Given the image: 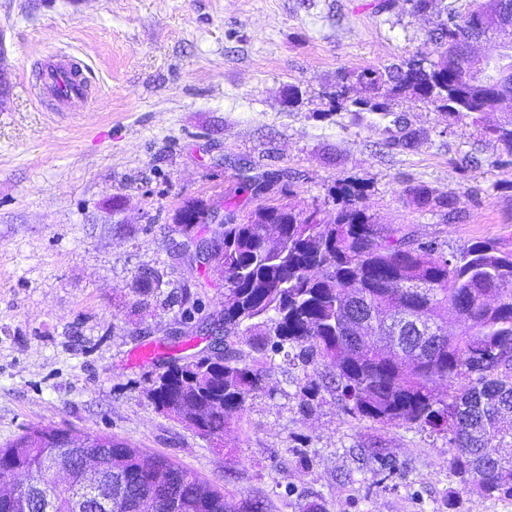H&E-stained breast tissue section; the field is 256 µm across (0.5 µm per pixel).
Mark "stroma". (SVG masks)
<instances>
[{
	"label": "stroma",
	"instance_id": "obj_1",
	"mask_svg": "<svg viewBox=\"0 0 512 512\" xmlns=\"http://www.w3.org/2000/svg\"><path fill=\"white\" fill-rule=\"evenodd\" d=\"M390 2L0 0V442L27 426L106 433L269 512H512L510 499L460 491L444 440L350 418L328 395L301 410L302 370L282 356L261 362L263 390L218 439L156 409L159 366L139 358L186 331L182 299L197 326L221 309V269L180 255L189 202L241 218L280 198L329 220L353 183L373 223L448 253L512 250V155L488 130L401 98L394 111L422 135L408 151L377 116L329 108L343 74L436 60L435 16ZM58 52L85 65L92 91L50 112L26 89ZM417 185L454 192L455 210L414 204ZM148 273L160 288L144 299L133 286ZM376 442L398 467L381 484Z\"/></svg>",
	"mask_w": 512,
	"mask_h": 512
}]
</instances>
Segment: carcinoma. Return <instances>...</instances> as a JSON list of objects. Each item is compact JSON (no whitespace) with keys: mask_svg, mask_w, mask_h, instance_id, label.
<instances>
[{"mask_svg":"<svg viewBox=\"0 0 512 512\" xmlns=\"http://www.w3.org/2000/svg\"><path fill=\"white\" fill-rule=\"evenodd\" d=\"M451 0L433 32L440 58L412 57L386 68L366 67L341 77L336 108L385 119L392 98L433 106L481 125L496 103L512 97V53L496 58L480 74L470 70L473 42L512 26V0ZM361 92L346 96L347 82ZM512 150V118L491 128ZM423 204L453 210L455 195L426 186L408 189ZM208 208L189 202L179 212L184 234L207 223ZM308 208L267 203L234 224L212 229L214 265L224 270V352L201 350L166 364L152 381L155 405L170 403L202 422V435H224L228 421L263 389L260 360L281 354L303 366L301 403L310 407L322 393L334 396L354 419L409 424L448 444V468L464 486L488 498L512 499V252L476 242L446 254L436 241L412 238L400 225L372 223L362 191L346 185L336 194V215L310 224ZM363 309L372 319L360 326ZM406 315L445 331V344L431 357L410 344L401 350L391 335ZM461 329L448 331V321ZM248 339L251 356L240 348ZM379 473L397 468L385 449L373 445ZM94 458L112 473L121 512H168V498L186 512H268L261 499L237 503L198 474L162 455L107 434L57 436L30 427L0 444V483L20 468L50 471L64 466L73 484L29 496L28 512H74L73 485L83 461ZM172 471L177 483L152 491L154 474Z\"/></svg>","mask_w":512,"mask_h":512,"instance_id":"1","label":"carcinoma"}]
</instances>
